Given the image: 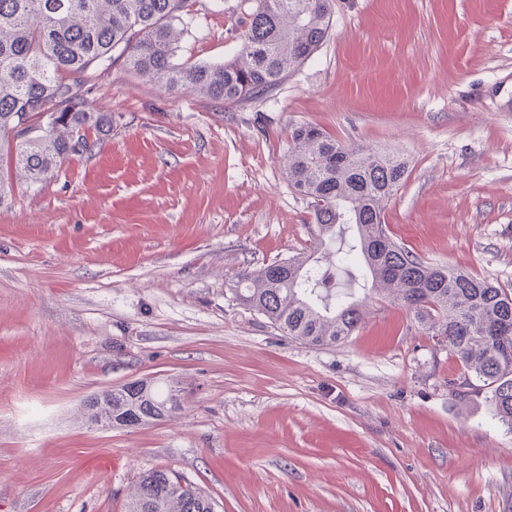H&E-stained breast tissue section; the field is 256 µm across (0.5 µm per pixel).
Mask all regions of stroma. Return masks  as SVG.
<instances>
[{
	"mask_svg": "<svg viewBox=\"0 0 512 512\" xmlns=\"http://www.w3.org/2000/svg\"><path fill=\"white\" fill-rule=\"evenodd\" d=\"M241 0H195L179 63L241 47ZM112 129L0 209V512H125L161 468L215 512H512V427L401 304L333 347L240 304L238 272L309 251L291 127L410 160L391 237L512 287V0H335L267 97L170 94L117 61ZM174 379L184 409L89 427L90 395Z\"/></svg>",
	"mask_w": 512,
	"mask_h": 512,
	"instance_id": "stroma-1",
	"label": "stroma"
}]
</instances>
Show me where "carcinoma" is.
Segmentation results:
<instances>
[{
	"mask_svg": "<svg viewBox=\"0 0 512 512\" xmlns=\"http://www.w3.org/2000/svg\"><path fill=\"white\" fill-rule=\"evenodd\" d=\"M241 48L223 63L174 62L188 31L189 0H0V208L14 183L30 187L112 129L108 112L84 108L86 87L116 58L168 92L234 105L266 96L328 38L334 0H252ZM29 120L23 129L20 119ZM83 131L81 148L71 139ZM405 158L301 124L288 136V181L313 207L316 246L258 270L240 271L234 294L282 335L333 347L362 318L354 288L336 274L400 302L489 389L499 418L512 427V291L487 279L429 265L389 235L383 213L404 184ZM353 231L344 250L327 242ZM174 382L137 380L83 403L87 420L134 428L182 410ZM127 512H213L210 499L175 474L140 477Z\"/></svg>",
	"mask_w": 512,
	"mask_h": 512,
	"instance_id": "carcinoma-1",
	"label": "carcinoma"
}]
</instances>
